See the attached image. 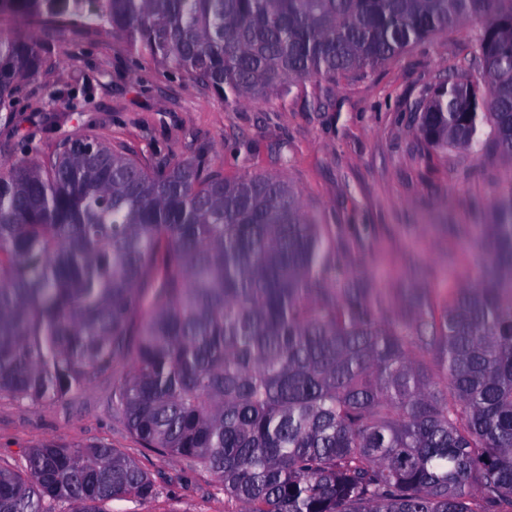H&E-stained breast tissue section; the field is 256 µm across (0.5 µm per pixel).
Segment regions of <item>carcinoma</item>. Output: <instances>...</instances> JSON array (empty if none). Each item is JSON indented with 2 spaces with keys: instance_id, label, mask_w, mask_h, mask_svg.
Listing matches in <instances>:
<instances>
[{
  "instance_id": "1",
  "label": "carcinoma",
  "mask_w": 512,
  "mask_h": 512,
  "mask_svg": "<svg viewBox=\"0 0 512 512\" xmlns=\"http://www.w3.org/2000/svg\"><path fill=\"white\" fill-rule=\"evenodd\" d=\"M463 25L478 51L414 109L423 148L512 165V0H0V112L67 26L126 38L241 104L363 76ZM476 282L442 314L336 287L283 177L149 168L69 134L0 162V393L54 400L128 357L115 402L145 448L224 480L229 512H512V186ZM154 482L108 444L0 469V512H108Z\"/></svg>"
}]
</instances>
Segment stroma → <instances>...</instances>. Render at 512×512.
Listing matches in <instances>:
<instances>
[{
  "label": "stroma",
  "instance_id": "obj_1",
  "mask_svg": "<svg viewBox=\"0 0 512 512\" xmlns=\"http://www.w3.org/2000/svg\"><path fill=\"white\" fill-rule=\"evenodd\" d=\"M477 36L469 25L439 32L367 75L229 106L137 56L121 37L66 30L43 56L44 76L23 85L11 122L0 124V161L27 159L20 139L47 151L89 130L146 163L191 159L228 179L285 177L323 225L344 280L384 291L399 311L410 295H424L438 313L473 283L477 227L492 222L512 171L497 156L426 153L410 108L447 69L466 70ZM131 369L117 360L56 401L0 394V469L24 472L28 450L42 443H105L135 459L157 491L111 502L109 512H224L218 474L142 448L113 406Z\"/></svg>",
  "mask_w": 512,
  "mask_h": 512
}]
</instances>
